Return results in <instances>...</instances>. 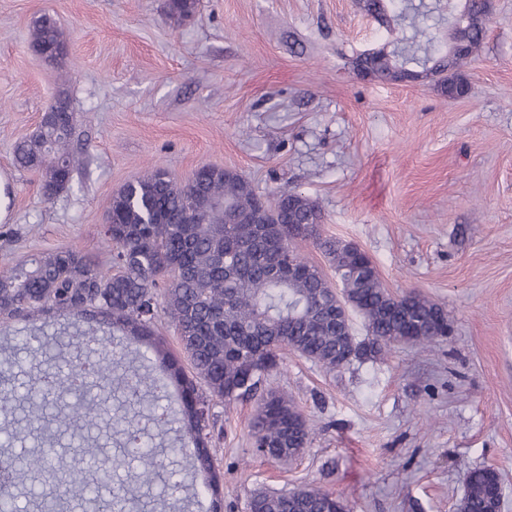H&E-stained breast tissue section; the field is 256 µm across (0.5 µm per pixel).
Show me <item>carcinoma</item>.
<instances>
[{"label": "carcinoma", "instance_id": "cac0c4a2", "mask_svg": "<svg viewBox=\"0 0 512 512\" xmlns=\"http://www.w3.org/2000/svg\"><path fill=\"white\" fill-rule=\"evenodd\" d=\"M359 9L375 13L388 30L410 29L391 54L358 57L379 81L396 79L399 66L431 70L437 87L453 96L461 69L481 51L485 24L479 0H358ZM175 21L191 17L197 0H168ZM462 27L464 53L445 61L437 44L453 11ZM30 45L39 51L66 46L50 15L32 23ZM467 90L456 94L462 96ZM73 115L43 119L36 131L14 147V164L41 173V193L49 200L68 190L73 180L70 149ZM261 195L242 177H224V169L200 168L194 183L179 184L154 168L124 184L113 195L103 235L113 244L112 264L103 268L77 248L47 253L28 263L0 268V320L39 313L65 312L86 348L58 370L39 369L36 382L19 394L0 388V415L19 424L12 443L43 431H80V451L57 492L41 486L53 474L52 449L21 448L0 457V512H17L16 478L30 480L40 512H58V499L94 506V512H125L140 501L141 490L155 486L172 498L185 487L182 470L164 468L161 455L189 460L194 474L219 488V475L208 448L211 402L226 405L255 400L250 425L261 454L280 462L294 460L306 448L311 429L287 395L262 390L263 379L294 352L334 371L370 353L394 346L403 337L430 346L445 326L444 309L413 293L399 302L382 284L369 261L344 250L340 241L320 237L321 211L297 191L279 194L272 204L273 224L253 223ZM313 241L335 266L342 290L355 302L368 341L358 343L350 322L337 320L336 299L326 273L301 253L299 243ZM164 316L178 335L191 364L187 374L157 328ZM105 336H125L145 346L144 371L124 365V347L107 348ZM32 358L50 356L51 346L34 334L19 337ZM166 379L158 384L150 371ZM109 422L124 438L110 466L100 465L101 448L92 431ZM128 479L114 483L117 471ZM460 512H495L496 476L485 469L465 470ZM249 512H345L339 499L301 487L259 491Z\"/></svg>", "mask_w": 512, "mask_h": 512}]
</instances>
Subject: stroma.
Instances as JSON below:
<instances>
[{
	"label": "stroma",
	"instance_id": "35a3bbf8",
	"mask_svg": "<svg viewBox=\"0 0 512 512\" xmlns=\"http://www.w3.org/2000/svg\"><path fill=\"white\" fill-rule=\"evenodd\" d=\"M167 0H0V172L11 217L0 264L77 247L109 265L113 193L150 167L184 182L200 166L238 171L262 194L299 191L324 236L357 244L396 295L448 314L432 351L398 344L334 372L294 353L265 388L310 420L283 465L255 453L251 400L212 411L223 512L257 489L309 487L350 512H458L457 467L494 468L512 512V0H493L467 95L357 76L354 59L395 41L356 0H198L182 24ZM60 24L67 55L30 47L33 21ZM75 116L81 163L44 200L12 163L58 93ZM49 313L0 324V373L26 360L14 332L52 334Z\"/></svg>",
	"mask_w": 512,
	"mask_h": 512
}]
</instances>
